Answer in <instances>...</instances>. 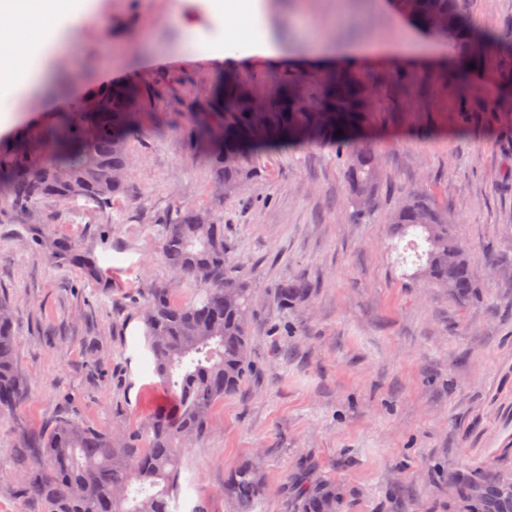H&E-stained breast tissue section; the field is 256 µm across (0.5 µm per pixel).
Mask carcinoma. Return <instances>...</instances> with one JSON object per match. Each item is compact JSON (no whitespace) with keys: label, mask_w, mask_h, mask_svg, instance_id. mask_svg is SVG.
I'll list each match as a JSON object with an SVG mask.
<instances>
[{"label":"carcinoma","mask_w":512,"mask_h":512,"mask_svg":"<svg viewBox=\"0 0 512 512\" xmlns=\"http://www.w3.org/2000/svg\"><path fill=\"white\" fill-rule=\"evenodd\" d=\"M464 0H400L419 20L444 22L466 58L491 42L471 27ZM162 95L155 85L126 83L98 91L94 106L29 131L0 152V187L11 206L31 214L45 201L65 203L82 197L101 208L124 192L129 138L144 106ZM366 87L345 71L321 80L319 100L301 96L290 80L280 82L276 99L264 108L240 79L215 82L195 142L210 148L214 180L231 195L252 175L255 153L282 144L323 141L336 145L345 164L349 203L355 215H369L379 191L378 162L354 133L368 120ZM388 223L394 234L412 236L419 251L415 276L448 292L456 302L478 296L469 253L448 214L426 193L408 192ZM160 253L175 274L170 284L144 292L141 317L154 374L167 385L169 404L154 410L143 429L117 431L58 417L41 435L23 476L27 494L47 512H174L180 452L209 432L213 409L249 382L250 329L254 288L224 239V224L209 213L187 208L165 220ZM191 282L201 293L182 303L174 292ZM305 280L277 288L283 309L307 301ZM13 308L0 299V414L12 412L26 391L16 367ZM307 462L295 474L285 497L286 512H343L336 484L313 478ZM463 498L476 512H512V487L486 474L457 478ZM224 495L235 512H255L266 495L256 461H245L224 479Z\"/></svg>","instance_id":"cac0c4a2"}]
</instances>
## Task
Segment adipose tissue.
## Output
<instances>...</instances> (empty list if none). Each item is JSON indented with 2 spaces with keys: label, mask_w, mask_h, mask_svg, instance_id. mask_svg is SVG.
<instances>
[{
  "label": "adipose tissue",
  "mask_w": 512,
  "mask_h": 512,
  "mask_svg": "<svg viewBox=\"0 0 512 512\" xmlns=\"http://www.w3.org/2000/svg\"><path fill=\"white\" fill-rule=\"evenodd\" d=\"M216 34L206 51L216 59L274 53L262 0H201ZM95 0H0V134L18 122L16 103L40 90L47 62L66 33L89 15Z\"/></svg>",
  "instance_id": "obj_1"
}]
</instances>
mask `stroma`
I'll use <instances>...</instances> for the list:
<instances>
[{"label":"stroma","mask_w":512,"mask_h":512,"mask_svg":"<svg viewBox=\"0 0 512 512\" xmlns=\"http://www.w3.org/2000/svg\"><path fill=\"white\" fill-rule=\"evenodd\" d=\"M377 0H268L278 53L217 62L215 29L198 0H98L54 58L50 86L19 107L21 125L51 124L102 86L164 82L155 111L130 141L125 191L105 208L84 199L14 212L0 191V297L14 310L17 367L28 391L0 415V512H40L17 468V422L32 435L57 416L141 429L164 403L143 348L137 300L173 274L160 253L166 217L217 210L232 255L252 282L254 375L214 414L206 437L183 449L178 512L206 502L234 512L221 490L241 462L267 481L256 512H281L302 461L335 482L344 512H469L460 471L497 470L512 483V0H466L493 50L474 59L472 94L452 75L463 58L443 40L442 61L385 52L418 32ZM194 27L187 36L185 27ZM367 45L353 71L368 89L367 139L381 191L369 218L348 203L344 167L321 143L255 157L238 193L217 199L213 166L187 136L217 77L276 95L292 74L316 94L314 39ZM424 187L468 245L480 298L459 303L405 277L391 248L389 214ZM65 240L75 256L51 257ZM313 283L309 301L281 309V281Z\"/></svg>","instance_id":"stroma-1"}]
</instances>
